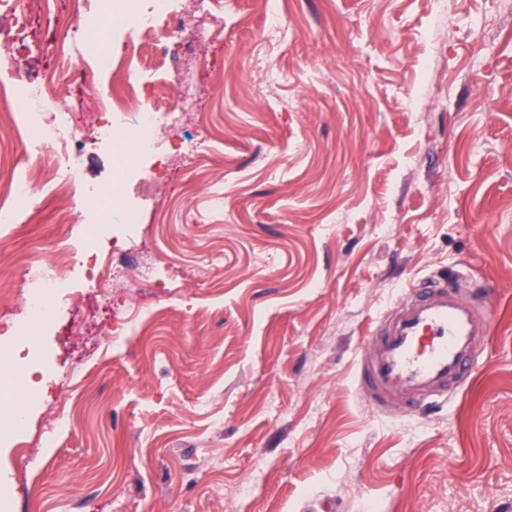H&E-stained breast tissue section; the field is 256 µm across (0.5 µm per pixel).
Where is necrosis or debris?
I'll return each mask as SVG.
<instances>
[{"instance_id":"obj_1","label":"necrosis or debris","mask_w":512,"mask_h":512,"mask_svg":"<svg viewBox=\"0 0 512 512\" xmlns=\"http://www.w3.org/2000/svg\"><path fill=\"white\" fill-rule=\"evenodd\" d=\"M89 12L74 10L58 20L62 48L74 57L75 75L97 71L112 80L109 88L92 83L88 96L97 104L86 119H77L69 102L71 82L50 73L38 80L17 75L16 55L25 40L22 33H0V108L12 117L10 131L32 156H50L51 164L14 171L0 183V224L34 222L43 196L65 200L61 219L93 203L105 222L135 228L134 212L121 206L124 183L110 187H80L71 163L73 145L93 141L106 146L130 144L139 158L150 157L164 138L191 121L197 110L192 94L193 73L200 71L197 54L186 56L183 73L170 81L171 100L159 103L147 90L149 64L162 61L173 41L190 38L205 46L215 37V23L224 0H127L121 17H114L112 0H92ZM70 265L54 261L29 262L22 267V296L32 321L18 341L0 339V359L16 342L32 343L57 313L72 304Z\"/></svg>"}]
</instances>
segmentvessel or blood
I'll use <instances>...</instances> for the list:
<instances>
[{"instance_id":"1","label":"vessel or blood","mask_w":512,"mask_h":512,"mask_svg":"<svg viewBox=\"0 0 512 512\" xmlns=\"http://www.w3.org/2000/svg\"><path fill=\"white\" fill-rule=\"evenodd\" d=\"M492 318L491 305L455 278L412 288L367 339L358 378L366 406L415 411L455 390L473 375Z\"/></svg>"}]
</instances>
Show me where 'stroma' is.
<instances>
[{
    "label": "stroma",
    "mask_w": 512,
    "mask_h": 512,
    "mask_svg": "<svg viewBox=\"0 0 512 512\" xmlns=\"http://www.w3.org/2000/svg\"><path fill=\"white\" fill-rule=\"evenodd\" d=\"M73 6L27 0L23 74L71 71L54 24ZM204 59L196 121L150 160V189L126 190L137 237L109 224L79 249L86 221L57 223L52 197L0 230L3 284L78 253L39 400L0 438L10 512H512V0H287L275 33L262 0H224ZM261 60L285 74L264 96ZM75 162L111 183L108 151ZM107 254L121 280L103 292ZM139 256L175 287L133 284ZM449 275L494 291L474 377L416 413L369 409L370 328ZM130 313L141 326L113 345Z\"/></svg>",
    "instance_id": "35a3bbf8"
}]
</instances>
